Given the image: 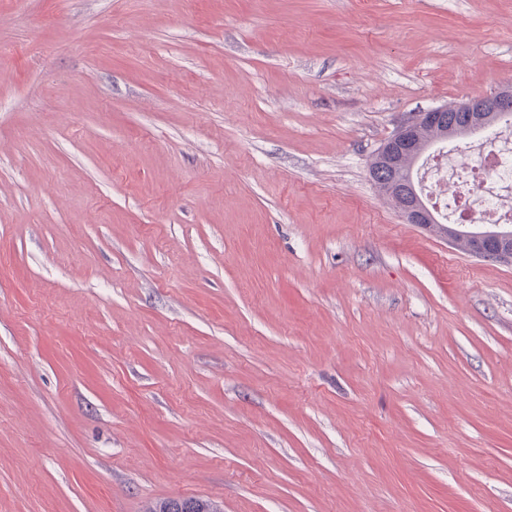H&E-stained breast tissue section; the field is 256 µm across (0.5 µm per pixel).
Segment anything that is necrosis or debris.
I'll return each instance as SVG.
<instances>
[{
	"mask_svg": "<svg viewBox=\"0 0 512 512\" xmlns=\"http://www.w3.org/2000/svg\"><path fill=\"white\" fill-rule=\"evenodd\" d=\"M471 150L481 153L479 164H463L462 148L453 143L424 161L426 198L452 224L512 223V126L497 128Z\"/></svg>",
	"mask_w": 512,
	"mask_h": 512,
	"instance_id": "4bbe7bcc",
	"label": "necrosis or debris"
}]
</instances>
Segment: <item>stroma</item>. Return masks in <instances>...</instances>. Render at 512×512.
<instances>
[{
	"instance_id": "stroma-1",
	"label": "stroma",
	"mask_w": 512,
	"mask_h": 512,
	"mask_svg": "<svg viewBox=\"0 0 512 512\" xmlns=\"http://www.w3.org/2000/svg\"><path fill=\"white\" fill-rule=\"evenodd\" d=\"M510 82L512 0H0V512H512V264L368 170ZM449 108L437 106L412 112L399 122L391 138L377 149L370 160V163L376 161L380 168L376 182L384 192L383 195L398 208L405 223L417 224L423 228H438L452 244L456 243L459 236L465 235L471 241L472 255L512 264V248L508 245L512 238L511 230L473 233L454 227L447 228L438 219L439 223L436 224L434 215L424 204L415 184L412 181L399 180L396 176V170L403 159L417 153L414 132L419 126L442 124L445 113V126L457 127L461 124L459 112H462L467 128L476 131L488 130L502 115L512 112V84L490 94L458 102L453 105L454 112ZM191 504L196 505L200 509V504L204 507L203 510H185V506ZM221 508L209 500L203 499H184V498H169L162 499L150 503L145 512H223Z\"/></svg>"
}]
</instances>
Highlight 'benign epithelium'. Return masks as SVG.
<instances>
[{"instance_id":"benign-epithelium-1","label":"benign epithelium","mask_w":512,"mask_h":512,"mask_svg":"<svg viewBox=\"0 0 512 512\" xmlns=\"http://www.w3.org/2000/svg\"><path fill=\"white\" fill-rule=\"evenodd\" d=\"M453 110L464 114L465 126L476 131L492 128L498 119L512 112V84L486 94L481 97H472L453 105ZM445 106L431 107L419 112H412L402 119L394 134L371 158L379 165L377 184L384 192V196L400 211L407 224H416L423 228H437L454 244L456 239L465 235L470 239V253L474 256L512 264V247L508 242L512 240L509 230L485 233L464 232L455 228H448L436 223L432 212L424 204L413 182H407L396 176V170L403 159L417 153L414 138L415 130L423 125H439L443 121Z\"/></svg>"}]
</instances>
